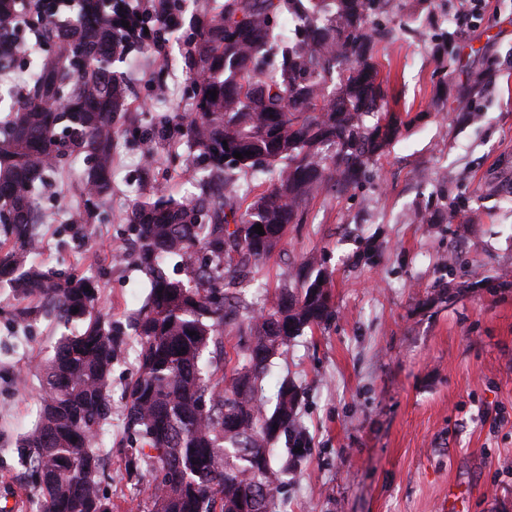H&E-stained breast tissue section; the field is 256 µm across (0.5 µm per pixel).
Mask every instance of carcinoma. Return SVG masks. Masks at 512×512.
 <instances>
[{
	"instance_id": "cac0c4a2",
	"label": "carcinoma",
	"mask_w": 512,
	"mask_h": 512,
	"mask_svg": "<svg viewBox=\"0 0 512 512\" xmlns=\"http://www.w3.org/2000/svg\"><path fill=\"white\" fill-rule=\"evenodd\" d=\"M79 2L76 20L58 13L32 26L50 51L29 61L22 102L0 121V282L13 289L14 321L28 326L44 314L81 325L43 365L39 419L22 439L39 512H114L101 491L96 440L112 420V365L128 338L97 308L99 277L62 278L35 264L47 223L37 194L63 160H88L66 221L99 219L112 198L114 120L134 110L119 65L179 27L171 10L151 18L130 0ZM428 2L224 0L188 37L190 114L176 112L154 129L145 169L155 142L183 145L199 193L188 202L163 193L135 200L125 214L132 250L117 255L149 278L147 300L130 321L138 370L122 395L124 428L135 441L127 480L152 478L141 512H272L281 492L272 442L288 438L284 470L311 454L297 424L298 386L284 378L270 393L264 381L288 341L331 317L329 279L307 262L296 274L299 292L284 288L270 309L237 323L248 336L245 364L227 382L224 327L242 305L224 292V280L270 257L288 225L304 221L310 199L329 185L356 186L399 136L405 120L390 107L380 61L392 33L374 24L406 11V25L424 37ZM15 9L14 0H0V71L17 60ZM434 52L446 94L458 57L454 32L442 33ZM484 80L457 95L461 111H477ZM249 171L272 183L243 204L239 179ZM169 256L181 259L183 277L166 273Z\"/></svg>"
}]
</instances>
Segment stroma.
Segmentation results:
<instances>
[{
  "instance_id": "1",
  "label": "stroma",
  "mask_w": 512,
  "mask_h": 512,
  "mask_svg": "<svg viewBox=\"0 0 512 512\" xmlns=\"http://www.w3.org/2000/svg\"><path fill=\"white\" fill-rule=\"evenodd\" d=\"M452 78L490 58L496 75L479 115L436 97L431 45L399 38L381 55L408 119L400 137L358 186L309 201L253 278L230 293L251 311L269 309L289 270L307 258L330 282L332 317L292 340L270 365L302 397L298 416L312 454L289 470L275 512H512V0H483L458 39ZM176 38L129 63L140 121L118 136L119 168L109 213L91 226L42 225V263L102 276L101 313L124 326L148 294L124 214L162 189L190 197L184 157L159 153L141 176L144 137L185 112L189 74ZM164 68L163 86L153 71ZM436 214L418 224V210ZM62 331L50 319L21 328L0 288V506L21 496L31 512L24 435L39 418L40 367ZM138 367L129 343L112 368V424L102 487L118 512H138L147 483H128L131 438L121 396Z\"/></svg>"
}]
</instances>
